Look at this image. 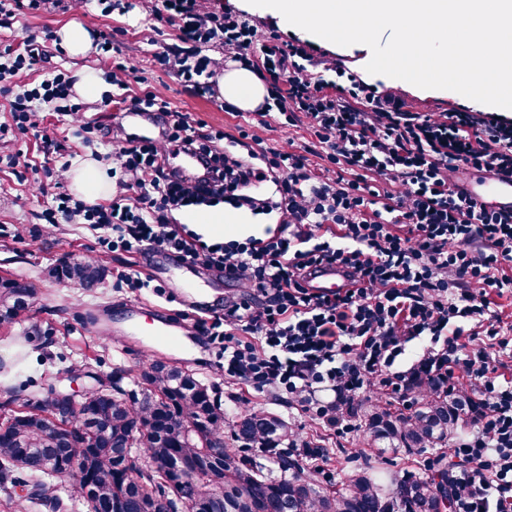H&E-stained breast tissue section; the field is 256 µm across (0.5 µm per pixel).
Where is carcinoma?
<instances>
[{
  "label": "carcinoma",
  "instance_id": "cac0c4a2",
  "mask_svg": "<svg viewBox=\"0 0 512 512\" xmlns=\"http://www.w3.org/2000/svg\"><path fill=\"white\" fill-rule=\"evenodd\" d=\"M53 275L94 288L102 272L83 258L57 265ZM39 294L32 280L0 279V325L29 319ZM13 361L0 359V490L12 498L15 472L26 474L28 492L17 507L46 505L66 512L54 495L70 482V502L88 512H439L442 486L455 492L449 469L424 477L394 475L383 482L360 472L331 492L305 474L298 460L278 455L266 465L242 456L221 440L224 408L215 387L184 369L156 362L141 370L144 399L129 397L118 373L96 377L90 393L64 404L44 394L22 396L10 383ZM429 389L407 414L364 410L365 439L379 451L448 447L461 427V409L474 406L444 384L419 377L413 389ZM288 437V423L268 411L238 418L234 440L273 448ZM138 449L132 469L123 451Z\"/></svg>",
  "mask_w": 512,
  "mask_h": 512
}]
</instances>
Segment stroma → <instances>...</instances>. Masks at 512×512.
<instances>
[{
  "mask_svg": "<svg viewBox=\"0 0 512 512\" xmlns=\"http://www.w3.org/2000/svg\"><path fill=\"white\" fill-rule=\"evenodd\" d=\"M223 3L244 15L261 32H278L293 44L340 59L357 73L365 71L368 47H342L325 42L298 27L284 25L276 14L251 6L246 0ZM73 20L99 30L124 29V58L129 67L147 76L154 90L180 113L234 133L237 120L222 109L220 98L190 95L174 73L155 62L156 34L151 22L138 11L105 13L96 0H89L85 9L75 10L67 8L66 0H47L38 13L18 16L13 24L0 27V42L17 45L26 35L52 34ZM85 66L102 70L106 75L111 72L109 60L101 55L75 60L57 53L35 70L15 77L12 88L19 92L55 70L72 74ZM370 81L403 99L414 112L469 107L462 96L445 90L421 89L383 75L371 76ZM8 104V96L0 94V125L6 128L5 134L0 135V277L35 278L40 284L31 323L0 328V357L17 362L14 382L24 383L30 392H43L54 385L80 391L90 383L88 371L119 370L124 376L123 388L135 394L140 390L141 369L152 361H165L217 385L226 421H233L247 411L265 409L288 421L296 437L328 448L330 454L324 468L331 479L325 482V489H342L351 474L368 468L398 475L425 471L432 451H401L379 458L367 448L361 433L337 434L322 421L303 414L282 395L272 391L258 393L240 381L225 378L214 364L207 338L201 335L195 321L185 320L182 315L186 303L179 271L159 264L154 257L136 260L126 252L101 247L89 225L63 222L50 228L42 224L39 214L56 196L58 188L50 175L32 176L30 165L42 164L43 151L49 145L56 147L61 160L74 165L87 159L111 164L112 140L104 132L112 127V114L99 103L89 104L81 118L48 110L38 116L37 133L21 134L15 129ZM86 118L96 121L100 128L88 140L80 131ZM73 257L92 260L101 267L103 277L93 292L53 276L52 270L60 261ZM134 262L150 278L151 287L136 291L118 287L119 273ZM158 309L167 316L178 344L153 335L154 312Z\"/></svg>",
  "mask_w": 512,
  "mask_h": 512,
  "instance_id": "1",
  "label": "stroma"
}]
</instances>
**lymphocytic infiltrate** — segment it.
Segmentation results:
<instances>
[{
	"instance_id": "obj_1",
	"label": "lymphocytic infiltrate",
	"mask_w": 512,
	"mask_h": 512,
	"mask_svg": "<svg viewBox=\"0 0 512 512\" xmlns=\"http://www.w3.org/2000/svg\"><path fill=\"white\" fill-rule=\"evenodd\" d=\"M162 42L156 63L198 98L214 94L226 62L246 64L268 84V100L235 134L174 111L146 78L125 109L157 116L163 127L138 136L112 127V182L104 203L59 195L43 215L102 231L107 248L131 254L167 252L204 262L243 288L247 300L224 314L198 318L225 377L288 395L334 428L353 425L361 393L410 388L393 366L410 340L431 344L417 371L451 379L462 369L465 395L480 404L455 443L456 512H512V381L498 372L512 354L490 292L512 294V217L477 208L462 186L468 170L512 176V119L456 109L413 112L402 99L318 59L278 34L260 35L219 0H137ZM219 46L222 59L206 56ZM45 57L36 36L0 47V82ZM74 80L56 70L22 94L10 110L20 129H36L44 107L66 116L83 110ZM306 118L316 140L288 151L266 148L259 130ZM194 153L200 173L186 178L165 166L169 155ZM320 165H312L310 153ZM270 182L273 195L250 193ZM231 204L277 212L269 238L209 243L173 220L185 207ZM323 265L346 269L352 286L335 295L304 286ZM482 343L465 345L469 328ZM332 391L333 401L319 399Z\"/></svg>"
}]
</instances>
